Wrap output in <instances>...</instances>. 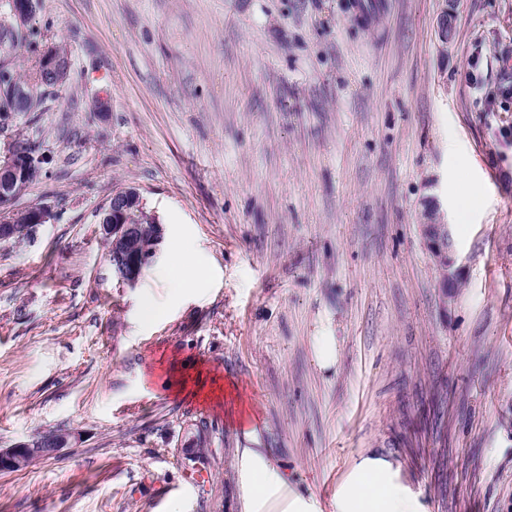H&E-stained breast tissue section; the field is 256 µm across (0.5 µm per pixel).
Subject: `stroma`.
I'll return each instance as SVG.
<instances>
[{"label": "stroma", "instance_id": "stroma-1", "mask_svg": "<svg viewBox=\"0 0 512 512\" xmlns=\"http://www.w3.org/2000/svg\"><path fill=\"white\" fill-rule=\"evenodd\" d=\"M36 25L70 72L24 118L49 163L16 205L56 219L0 247V448L77 440L0 472V512H241L240 448L316 512L364 458L417 512H512V0H40ZM124 187L202 288L163 253L118 282L97 213ZM452 177L456 180L459 185V199H458V210L461 221L465 215L474 208L478 203V199L473 195L470 186L467 184L464 175L460 171H453ZM462 221L460 224H464ZM422 234L426 240L427 246L435 261L447 263L448 276L453 265L451 255V240L447 225L427 223L421 224ZM162 277L170 288L180 291L185 288L199 289L203 280L202 268L193 255L172 245L170 260L161 270Z\"/></svg>", "mask_w": 512, "mask_h": 512}]
</instances>
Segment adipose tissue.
<instances>
[{
	"label": "adipose tissue",
	"mask_w": 512,
	"mask_h": 512,
	"mask_svg": "<svg viewBox=\"0 0 512 512\" xmlns=\"http://www.w3.org/2000/svg\"><path fill=\"white\" fill-rule=\"evenodd\" d=\"M161 275L177 291L199 288L203 280V271L193 255L177 247L171 248L170 260ZM385 470V465L368 459L359 463L344 489L343 512H416L404 491L385 477ZM237 474L243 512H269L275 502L279 503L280 512H305L304 505L280 502L288 481L259 450L240 449Z\"/></svg>",
	"instance_id": "obj_1"
}]
</instances>
